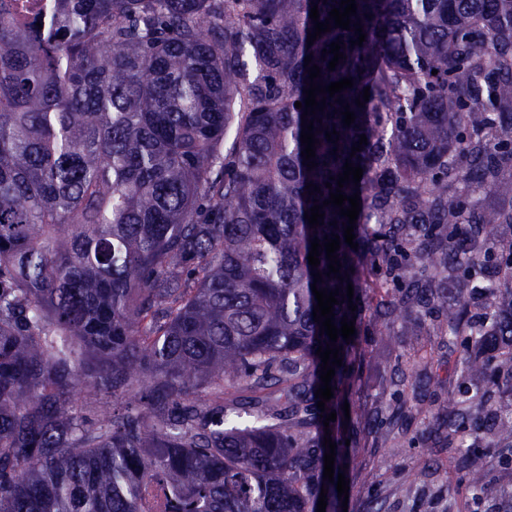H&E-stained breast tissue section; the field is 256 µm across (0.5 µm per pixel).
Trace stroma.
<instances>
[{
  "label": "stroma",
  "instance_id": "obj_1",
  "mask_svg": "<svg viewBox=\"0 0 512 512\" xmlns=\"http://www.w3.org/2000/svg\"><path fill=\"white\" fill-rule=\"evenodd\" d=\"M414 330L423 345L419 357L382 336L371 310L363 312L357 379L346 397L350 417L337 429L349 442L347 512H512V451L493 447L490 430L480 433L489 446L481 483H458L462 456L448 451V423L441 416L457 387L448 368L457 350L448 344L445 311L430 309ZM425 356L437 363L429 374L421 363ZM398 372L420 381L419 397L384 392V380ZM395 434L406 442L398 453L383 445Z\"/></svg>",
  "mask_w": 512,
  "mask_h": 512
}]
</instances>
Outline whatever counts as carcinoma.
<instances>
[{
    "instance_id": "cac0c4a2",
    "label": "carcinoma",
    "mask_w": 512,
    "mask_h": 512,
    "mask_svg": "<svg viewBox=\"0 0 512 512\" xmlns=\"http://www.w3.org/2000/svg\"><path fill=\"white\" fill-rule=\"evenodd\" d=\"M355 2L351 29L310 46L311 7L323 22L340 0H50L46 27L0 0V512H317L323 488L336 512L324 437L334 470L347 455L323 420L360 352L338 337L317 409L311 284L358 328L368 261L389 339L448 307L463 484L480 482L481 422L512 444V403H490L512 395V0ZM345 77L302 117L310 83ZM347 161L356 250L338 207L304 218ZM333 233L341 281L325 248L308 264Z\"/></svg>"
}]
</instances>
